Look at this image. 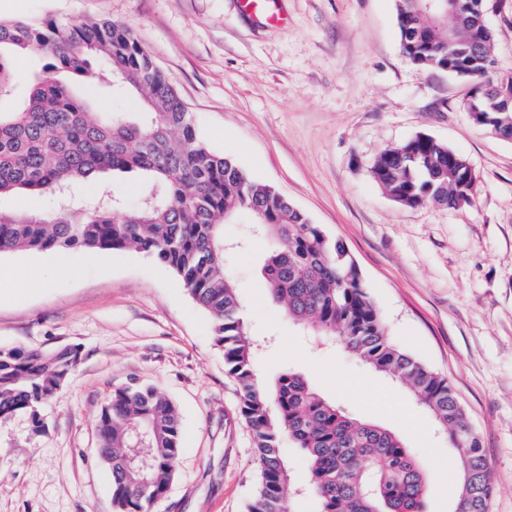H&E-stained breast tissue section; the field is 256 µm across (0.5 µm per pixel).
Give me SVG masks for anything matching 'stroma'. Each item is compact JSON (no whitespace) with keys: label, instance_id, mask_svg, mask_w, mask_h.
I'll return each mask as SVG.
<instances>
[{"label":"stroma","instance_id":"obj_1","mask_svg":"<svg viewBox=\"0 0 512 512\" xmlns=\"http://www.w3.org/2000/svg\"><path fill=\"white\" fill-rule=\"evenodd\" d=\"M255 22L237 0H0V18L109 20L129 27L192 113L203 141L341 239L393 342L452 384L490 465V512H512V140L472 123L470 81L416 67L394 0H280ZM495 70L512 73V0H490ZM425 133L478 177L456 209L391 201L377 157ZM270 241L228 254L264 385L301 373L326 400L390 429L428 463L426 512H454L462 472L434 417L329 339L302 334L271 302L259 266ZM79 346L59 396L0 426V512H113L96 424L132 384L171 399L182 431L155 512H246L253 439L213 320L165 267L133 249L0 255V346ZM405 412L394 419L373 402Z\"/></svg>","mask_w":512,"mask_h":512}]
</instances>
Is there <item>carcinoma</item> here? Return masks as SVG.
Masks as SVG:
<instances>
[{
	"mask_svg": "<svg viewBox=\"0 0 512 512\" xmlns=\"http://www.w3.org/2000/svg\"><path fill=\"white\" fill-rule=\"evenodd\" d=\"M400 44L413 64L468 78L470 94L492 92L504 106L473 120L512 140V74L488 63L493 40H477L479 0H460L453 41L421 0H395ZM47 60L22 106L0 111V198L53 195L100 173H135L139 200L116 197L30 215L0 210V253L135 249L169 269L213 319L214 339L251 427L258 479L248 512H294L281 446L305 455L316 512H424L426 468L393 431L361 421L284 372L268 388L258 378L237 288L224 271V225L249 213L278 246L264 258L271 298L295 324L318 328L362 364L409 387L448 432L463 472L461 512H490L493 489L478 435L448 379L394 344L344 244L269 185L250 180L229 156L201 140L191 113L126 27L104 22L33 25L0 20V97L10 95L16 58ZM108 70V87L145 101L143 115L104 116L80 88ZM372 177L396 203L470 205L478 182L462 155L419 133L383 151ZM77 346L49 352L0 347V425L19 414L41 427V406L80 363ZM100 459L112 469L117 512H153L175 471L181 427L172 402L153 389H117L98 419Z\"/></svg>",
	"mask_w": 512,
	"mask_h": 512,
	"instance_id": "obj_1",
	"label": "carcinoma"
}]
</instances>
